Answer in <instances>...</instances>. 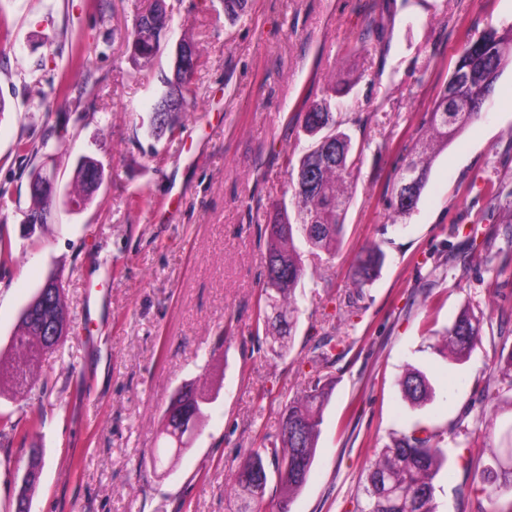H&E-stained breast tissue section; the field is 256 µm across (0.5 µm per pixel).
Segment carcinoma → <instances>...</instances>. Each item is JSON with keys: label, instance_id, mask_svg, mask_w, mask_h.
Instances as JSON below:
<instances>
[{"label": "carcinoma", "instance_id": "carcinoma-1", "mask_svg": "<svg viewBox=\"0 0 512 512\" xmlns=\"http://www.w3.org/2000/svg\"><path fill=\"white\" fill-rule=\"evenodd\" d=\"M222 4L225 22L234 25L247 12L249 0H222ZM173 23V8L168 4L159 5V0H154L135 16L125 37L127 59L133 70L145 77L152 74L161 37ZM510 63L512 24L501 29L488 28L476 38L466 36L448 83L430 113V138H420L414 143L397 175L389 202L397 215H410L428 184V150L436 143L448 144V140L480 115L483 102L478 96L483 92L493 93L501 71ZM205 64L202 54L198 53L188 73L178 68L161 77L164 86L161 98L166 100L178 94L182 103L167 112L153 109L149 116L150 132H155L159 121L164 126V134L175 135L177 124L172 112L185 110L193 80ZM301 128L309 146L298 158L286 159L295 212L291 215L287 208L274 205L265 229L264 291L270 312L264 315V322L271 325L273 342L281 349L285 348L283 340L293 335L296 291L307 274L305 263L294 246V235L300 232L312 249L330 258L336 256L343 241L345 216L361 157V150L356 148L337 116L334 95L312 102L304 112ZM95 162L96 158L84 156L75 169L79 196L87 203L93 198L90 177ZM409 169L419 171L420 178L412 201L406 204L402 185ZM486 195L492 210L512 216V191L507 192L502 185L490 180ZM25 218L31 224L48 223L47 203L43 196L31 193V206ZM384 261L385 253L378 244L361 250L349 272L357 297H362L364 287L376 279ZM47 318L58 326L57 335L42 333ZM68 330L69 319L61 288L55 289L51 307L45 309L38 303L31 313L20 314L8 351L0 349V395L5 389L15 394L29 392L37 379L39 356L62 345ZM480 333V319L467 308L461 310L448 326L443 341L453 358L461 362L470 357ZM509 391L512 392V352L504 363L494 366L481 389L483 397L493 399H500ZM401 393L414 407L423 406L434 397L427 376L416 369L406 371L401 381ZM330 395V387L317 382L288 402L283 412L280 437L263 439L262 450L250 451L233 466L234 491L241 501L238 512H262L268 482L267 466L270 464L279 475L280 503L290 504L292 496L306 483L315 462L323 408ZM205 401L203 393L191 384L185 385L171 398L163 414V431L170 433L182 418H191L203 425ZM39 424L40 419L34 417L10 421L9 438L23 442ZM446 433L454 439L462 436L471 444L480 439V429L469 428L463 418ZM446 433L414 428L397 434L379 449L365 469V499L358 504L357 512H438L434 480L448 462L447 449L443 447ZM506 457L512 458V446L490 449V462L482 466L474 463L470 455L459 456V463L471 477L472 484L489 500L495 501L506 492L512 493V464L500 467L501 460ZM28 467L31 475L21 483L15 512H30L43 468L40 449H29Z\"/></svg>", "mask_w": 512, "mask_h": 512}]
</instances>
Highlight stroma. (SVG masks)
<instances>
[{"label":"stroma","instance_id":"stroma-1","mask_svg":"<svg viewBox=\"0 0 512 512\" xmlns=\"http://www.w3.org/2000/svg\"><path fill=\"white\" fill-rule=\"evenodd\" d=\"M176 22L158 73L192 39L206 59L173 137L153 138L147 113L164 87L130 66L123 37L148 0H0V225L12 262L0 264V348L49 274L70 319L63 348L42 355L23 396H0V420L35 414L30 444H0V512H13L29 446L45 466L31 512H234L232 462L280 432L285 403L315 379L332 383L316 459L291 512H355L364 472L391 433L449 430L462 413L491 430L474 445L486 463L512 409L480 393L512 350V279L493 281L471 255L474 226L512 264V224L492 211L487 179L512 188V65L479 117L431 162L409 218L387 200L425 133L465 34L512 24V0H252L237 25L220 0H170ZM345 128L363 145L358 181L334 259L294 243L307 275L284 356L271 350L264 306V228L290 203L287 156L304 148L300 115L332 86ZM85 121H77L78 112ZM32 146L18 152V142ZM52 155L39 153L42 142ZM90 155L106 179L78 211L58 203L25 227L33 168L51 163L60 195L75 194V163ZM380 244L386 260L350 302V266ZM481 320L470 359L456 363L434 337L463 308ZM340 340L317 362L322 336ZM424 371L435 396L404 401L400 381ZM191 383L210 402L190 449L153 471L171 395ZM450 460L436 477L438 512H507Z\"/></svg>","mask_w":512,"mask_h":512}]
</instances>
